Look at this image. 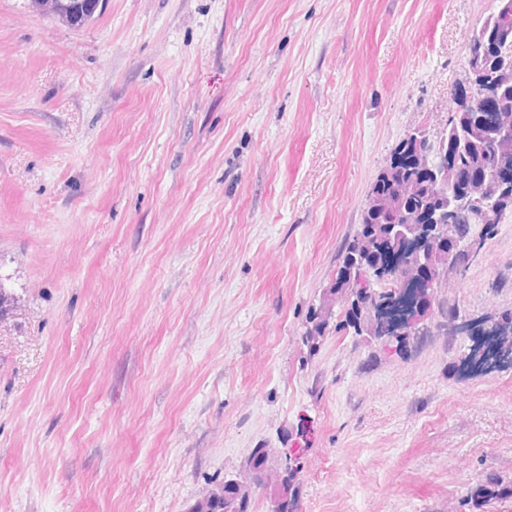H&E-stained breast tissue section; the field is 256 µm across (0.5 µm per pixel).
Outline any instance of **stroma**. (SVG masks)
Segmentation results:
<instances>
[{"label": "stroma", "mask_w": 512, "mask_h": 512, "mask_svg": "<svg viewBox=\"0 0 512 512\" xmlns=\"http://www.w3.org/2000/svg\"><path fill=\"white\" fill-rule=\"evenodd\" d=\"M496 0H0V512H187L302 448L300 512H512V212L394 354L302 345L366 195ZM498 323L491 329L488 328L484 334H473L472 345L462 357V366H471L477 372L488 370L505 365L512 366V312L498 317ZM474 336H482L481 346L475 342ZM482 344L487 348L482 352ZM489 357H496L494 364L481 369ZM480 369V370H479Z\"/></svg>", "instance_id": "1"}]
</instances>
